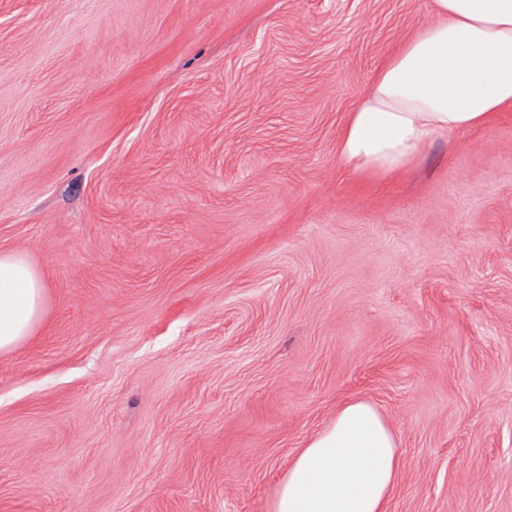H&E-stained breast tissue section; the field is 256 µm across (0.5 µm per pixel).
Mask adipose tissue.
Here are the masks:
<instances>
[{
    "instance_id": "obj_1",
    "label": "adipose tissue",
    "mask_w": 512,
    "mask_h": 512,
    "mask_svg": "<svg viewBox=\"0 0 512 512\" xmlns=\"http://www.w3.org/2000/svg\"><path fill=\"white\" fill-rule=\"evenodd\" d=\"M437 20L400 43L343 127L341 164L356 173L405 169L427 143L512 109V0H434ZM45 284L17 252L0 251V354L42 323ZM399 440L372 403L341 404L288 463L270 512H388Z\"/></svg>"
}]
</instances>
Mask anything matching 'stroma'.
I'll return each instance as SVG.
<instances>
[{
	"instance_id": "stroma-1",
	"label": "stroma",
	"mask_w": 512,
	"mask_h": 512,
	"mask_svg": "<svg viewBox=\"0 0 512 512\" xmlns=\"http://www.w3.org/2000/svg\"><path fill=\"white\" fill-rule=\"evenodd\" d=\"M433 0H0V512H268L342 403L390 512H512V112L338 161ZM45 288L22 254L0 251V354L22 346L42 323Z\"/></svg>"
}]
</instances>
